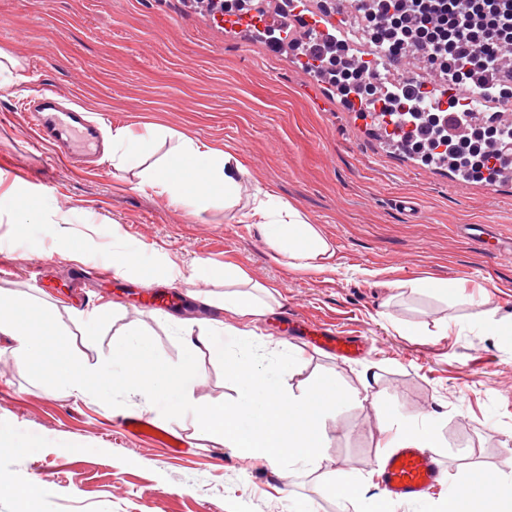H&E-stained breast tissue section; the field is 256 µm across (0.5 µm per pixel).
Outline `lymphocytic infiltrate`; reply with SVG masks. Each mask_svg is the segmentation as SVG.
I'll use <instances>...</instances> for the list:
<instances>
[{"label": "lymphocytic infiltrate", "mask_w": 512, "mask_h": 512, "mask_svg": "<svg viewBox=\"0 0 512 512\" xmlns=\"http://www.w3.org/2000/svg\"><path fill=\"white\" fill-rule=\"evenodd\" d=\"M371 43L406 56L420 48L431 66L454 84L503 92L498 79L504 51L512 49V0H374L364 28ZM424 86L386 93L381 109L414 124L423 160L439 158L476 181L495 177L504 133L494 128L453 133L437 114L420 120Z\"/></svg>", "instance_id": "1"}]
</instances>
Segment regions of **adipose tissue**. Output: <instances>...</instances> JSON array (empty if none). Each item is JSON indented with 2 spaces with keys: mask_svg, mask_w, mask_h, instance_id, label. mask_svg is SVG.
Listing matches in <instances>:
<instances>
[{
  "mask_svg": "<svg viewBox=\"0 0 512 512\" xmlns=\"http://www.w3.org/2000/svg\"><path fill=\"white\" fill-rule=\"evenodd\" d=\"M168 129L158 125L144 132L123 127L112 134V166L118 170L138 171L143 185L167 196L173 204L199 209L209 199H223L225 206L238 202L239 184L248 171L222 145L205 144L187 137L179 138L172 152L153 164H145L148 148L167 137ZM243 221L256 224L280 263L293 270L320 271L327 268L334 251L316 225L291 204L283 202L270 190L258 188L252 194ZM224 309L236 321L256 322L273 308L275 299L264 285H251L249 277L233 267L224 269ZM376 445L383 449L400 444L421 448L432 445L433 429L429 420L413 421L400 426L375 423ZM484 499L494 504V512H512V482L502 488H489L482 478L450 481L444 512H461V504Z\"/></svg>",
  "mask_w": 512,
  "mask_h": 512,
  "instance_id": "obj_1",
  "label": "adipose tissue"
}]
</instances>
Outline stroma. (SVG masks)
<instances>
[{
  "instance_id": "35a3bbf8",
  "label": "stroma",
  "mask_w": 512,
  "mask_h": 512,
  "mask_svg": "<svg viewBox=\"0 0 512 512\" xmlns=\"http://www.w3.org/2000/svg\"><path fill=\"white\" fill-rule=\"evenodd\" d=\"M0 47L24 67L25 93L0 92V194L22 196L36 221L22 225L0 213V290L47 307L77 356L102 363L126 331L143 328L169 363L182 347L173 319L199 320L200 295L220 296L224 280L202 276L179 285L182 307L151 306L169 288L166 257L185 266L231 265L272 287L273 312L256 324L266 352L299 351L284 381L305 393L322 373L360 397H377L383 421L431 417L435 449L449 474L481 469L512 475V257L488 255L457 237L458 224H493L512 237V184L475 183L466 194L443 179L377 157L327 93L315 103L287 60L225 37L189 0H0ZM51 88L69 95L102 124L101 153L114 129L162 123L202 142L234 148L249 172L244 195L271 186L319 227L335 254L322 271H295L277 260L256 225L233 219L223 201L201 215L140 188L111 163L73 168L37 144L22 109L26 94ZM415 199L420 218L402 209ZM47 224L68 229L70 245L98 264L111 236L137 250L126 277L133 291L94 289L92 306L114 313L89 327L72 318L66 295H42L28 279L31 263L52 243ZM432 278L463 282L443 300L405 288ZM500 327L488 334L479 313ZM360 336L359 361L336 360L280 332L289 318ZM0 427L31 436L34 447L0 451V512H337L320 478L357 479L379 494L370 473L381 452L351 405L326 424L328 444L318 472L296 470L283 482L277 467L240 458L220 436L204 433L194 415L173 426L190 449L178 453L141 441L112 424L118 411L31 381L16 369L0 375ZM193 403L236 399L216 354H198Z\"/></svg>"
}]
</instances>
